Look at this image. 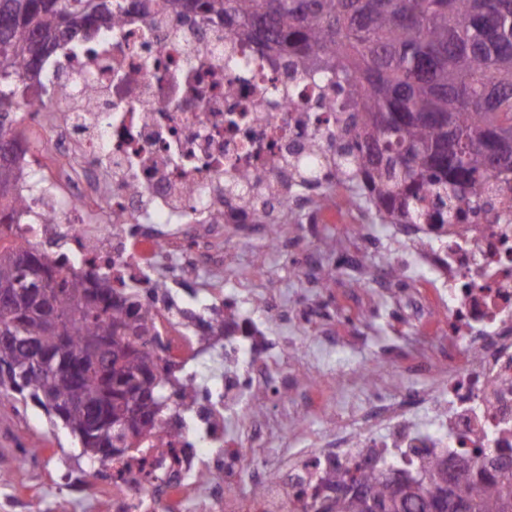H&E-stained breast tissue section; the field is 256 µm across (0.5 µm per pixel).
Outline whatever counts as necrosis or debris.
Returning <instances> with one entry per match:
<instances>
[{
  "instance_id": "obj_1",
  "label": "necrosis or debris",
  "mask_w": 512,
  "mask_h": 512,
  "mask_svg": "<svg viewBox=\"0 0 512 512\" xmlns=\"http://www.w3.org/2000/svg\"><path fill=\"white\" fill-rule=\"evenodd\" d=\"M330 93V82L288 71L206 16L173 19L163 0L67 43L28 90L26 221L1 228L0 244L18 233L60 246L63 272L108 273L115 288L147 296L155 316L171 409L109 465L113 512H182L187 499L195 512H295L328 495L337 472L418 469L442 453L486 466L512 447V182L460 223L397 226L376 254L371 287L448 347L419 354L430 386L416 402L405 378L375 364L325 381L335 340L275 336L291 310L269 279L241 278L217 249L231 227L276 251L290 220L335 223L344 177L333 158L348 115L322 108ZM302 157L318 159L323 176L297 190ZM248 172L259 178L244 200L225 201V183ZM356 264L308 248V310ZM298 354L301 379L288 368ZM185 385L195 389L187 404ZM316 411L327 432L289 449ZM266 451L284 462L278 476L260 462Z\"/></svg>"
}]
</instances>
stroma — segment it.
I'll list each match as a JSON object with an SVG mask.
<instances>
[{
  "label": "stroma",
  "mask_w": 512,
  "mask_h": 512,
  "mask_svg": "<svg viewBox=\"0 0 512 512\" xmlns=\"http://www.w3.org/2000/svg\"><path fill=\"white\" fill-rule=\"evenodd\" d=\"M286 232L288 248L282 252H264L259 242L238 241L232 231L224 240L239 273L265 271L277 282V296L285 306L304 288L300 260L309 244L331 259L349 256L356 247L342 224L320 226L312 238L295 224L287 225ZM371 310L373 332L362 338L357 360L377 361L404 375L415 346L430 344L428 332L400 319L381 296H372ZM87 463L78 441L66 429L52 426L42 408L0 401V512H112L107 475L88 485L83 479Z\"/></svg>",
  "instance_id": "35a3bbf8"
}]
</instances>
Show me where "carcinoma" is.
Instances as JSON below:
<instances>
[{"label": "carcinoma", "mask_w": 512, "mask_h": 512, "mask_svg": "<svg viewBox=\"0 0 512 512\" xmlns=\"http://www.w3.org/2000/svg\"><path fill=\"white\" fill-rule=\"evenodd\" d=\"M224 32L263 43L305 72L336 78L328 102L350 113L335 164L392 224H451L476 212L491 180L512 174V0H166ZM122 14L117 0H0V115L23 109L24 76L67 38ZM15 126L0 121V225L17 224ZM155 322L107 276H69L23 236L0 248V394L42 407L88 460L122 456L167 407L142 386ZM494 473L465 459L448 481L403 491L358 468L315 512H512V452Z\"/></svg>", "instance_id": "obj_1"}]
</instances>
